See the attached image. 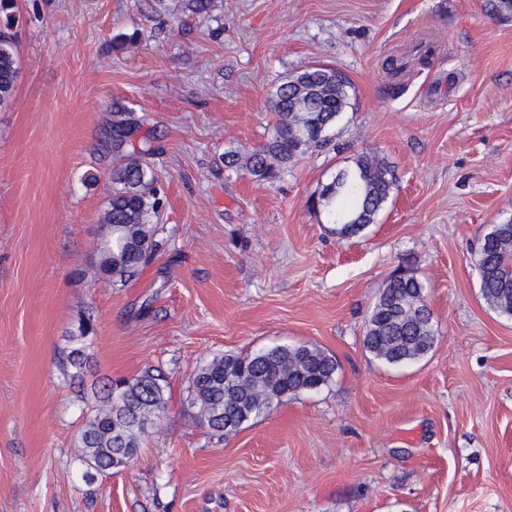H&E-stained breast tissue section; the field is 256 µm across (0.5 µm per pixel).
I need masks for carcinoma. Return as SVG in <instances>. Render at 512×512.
Segmentation results:
<instances>
[{
    "label": "carcinoma",
    "mask_w": 512,
    "mask_h": 512,
    "mask_svg": "<svg viewBox=\"0 0 512 512\" xmlns=\"http://www.w3.org/2000/svg\"><path fill=\"white\" fill-rule=\"evenodd\" d=\"M14 0H0V108L9 102L19 65L9 30ZM350 81L333 67L309 68L288 75L269 93L276 114L273 134L246 153L227 152L224 166L247 171L256 180L272 183L298 156L333 138L336 123L350 107ZM133 132L131 118L112 121L108 139ZM149 150L132 152L127 162L112 169V195L103 223L107 232L97 244L99 272L112 286L138 277L157 247V225L163 205L147 161ZM391 166L375 154L361 153L329 177L320 191L319 205L339 238L362 233L376 222L396 185ZM485 302L501 315L512 317V222L491 226L474 253ZM80 335L60 355V365L72 376L87 363ZM438 329L428 306L425 287L415 275H392L373 300L365 320L362 344L390 366H401L428 355ZM338 369L335 356L315 345H277L254 353H226L199 367L191 378L188 402L210 431L227 435L266 414L273 405L303 392L328 386ZM165 377L148 369L123 378L104 390L93 406L94 415L77 435L84 477L120 471L137 457L139 436L160 422L167 409Z\"/></svg>",
    "instance_id": "carcinoma-1"
}]
</instances>
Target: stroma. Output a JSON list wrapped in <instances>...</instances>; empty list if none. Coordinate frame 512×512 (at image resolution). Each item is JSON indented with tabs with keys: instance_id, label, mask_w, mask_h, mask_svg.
Listing matches in <instances>:
<instances>
[{
	"instance_id": "stroma-1",
	"label": "stroma",
	"mask_w": 512,
	"mask_h": 512,
	"mask_svg": "<svg viewBox=\"0 0 512 512\" xmlns=\"http://www.w3.org/2000/svg\"><path fill=\"white\" fill-rule=\"evenodd\" d=\"M16 0L19 75L0 109V512H512V318L472 257L512 220V10L500 0ZM128 35L116 48V35ZM326 65L350 81L334 138L271 184L224 166L271 136L268 93ZM165 197L139 279H100L120 158L116 106ZM397 187L339 239L315 203L362 152ZM439 341L391 367L361 343L397 269ZM81 377L59 351L82 318ZM313 343L339 367L217 436L187 402L227 352ZM168 413L129 467L88 481L76 436L96 393L146 369Z\"/></svg>"
}]
</instances>
